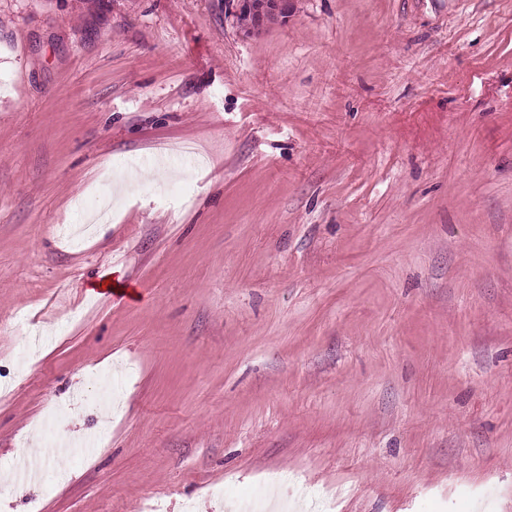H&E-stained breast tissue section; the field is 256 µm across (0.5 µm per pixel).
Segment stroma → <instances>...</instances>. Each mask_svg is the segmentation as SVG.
<instances>
[{
  "mask_svg": "<svg viewBox=\"0 0 512 512\" xmlns=\"http://www.w3.org/2000/svg\"><path fill=\"white\" fill-rule=\"evenodd\" d=\"M2 482L512 512V0H0ZM253 8H252V0H236V9L240 13L242 10L247 11L252 8V10L245 14L239 15V20L241 23L250 21L251 24L259 23L262 18H267L268 20L274 19V11L276 10L275 5L272 3V0H253Z\"/></svg>",
  "mask_w": 512,
  "mask_h": 512,
  "instance_id": "obj_1",
  "label": "stroma"
}]
</instances>
